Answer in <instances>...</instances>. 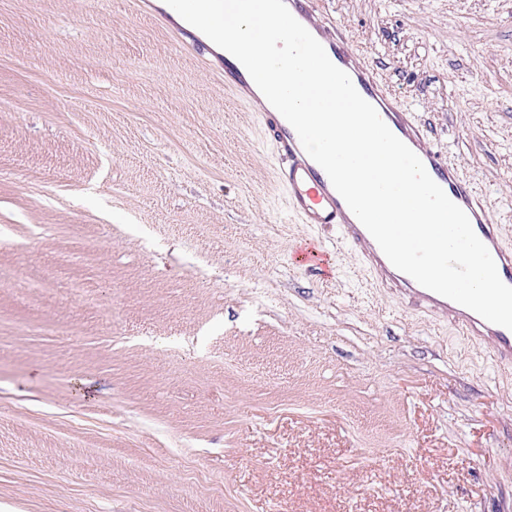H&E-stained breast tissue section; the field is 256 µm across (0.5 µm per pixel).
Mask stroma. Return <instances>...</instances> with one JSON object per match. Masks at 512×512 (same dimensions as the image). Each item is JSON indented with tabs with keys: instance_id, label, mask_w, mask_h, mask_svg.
<instances>
[{
	"instance_id": "stroma-1",
	"label": "stroma",
	"mask_w": 512,
	"mask_h": 512,
	"mask_svg": "<svg viewBox=\"0 0 512 512\" xmlns=\"http://www.w3.org/2000/svg\"><path fill=\"white\" fill-rule=\"evenodd\" d=\"M320 2L512 238V0ZM260 139L130 0H0V512H512V371L288 217ZM76 241L99 305L24 300ZM329 256V251L316 239L306 240L298 252L301 262L307 264L309 268L322 272L321 274L325 276L328 274L327 261ZM94 260L95 252L81 244L61 248L55 253L51 264L39 265L29 270L16 288L21 295L46 292L50 288H56L61 277L67 272Z\"/></svg>"
}]
</instances>
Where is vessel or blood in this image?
Masks as SVG:
<instances>
[{"mask_svg":"<svg viewBox=\"0 0 512 512\" xmlns=\"http://www.w3.org/2000/svg\"><path fill=\"white\" fill-rule=\"evenodd\" d=\"M285 4L323 45L330 60L349 74L359 94L376 108L392 132L418 155L431 178L466 212L476 235L489 249L500 279L512 286V241L505 238L475 186L459 173L445 152L431 147L422 124L398 104L375 70L351 48L343 31L322 19L318 0H285ZM174 21L181 42L196 47L207 60L218 61L225 85L236 92H247L248 102L257 107L262 143L272 149L278 161L277 178L287 208L298 223L334 228L337 243L354 251L360 268L375 285L393 294L413 314L458 329L464 342L488 345L498 367H512V330L486 321L396 269L335 190L324 169L306 153L294 128L267 100L251 92L245 67L231 54L220 53L207 36L183 19ZM298 255L309 268L320 272L328 268L330 253L317 240H306Z\"/></svg>","mask_w":512,"mask_h":512,"instance_id":"1","label":"vessel or blood"}]
</instances>
